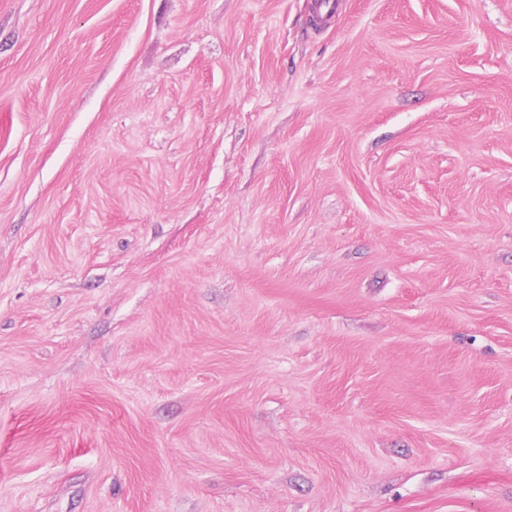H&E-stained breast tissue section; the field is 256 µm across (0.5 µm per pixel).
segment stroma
<instances>
[{
    "label": "stroma",
    "instance_id": "obj_1",
    "mask_svg": "<svg viewBox=\"0 0 512 512\" xmlns=\"http://www.w3.org/2000/svg\"><path fill=\"white\" fill-rule=\"evenodd\" d=\"M0 0V512H512V0Z\"/></svg>",
    "mask_w": 512,
    "mask_h": 512
}]
</instances>
